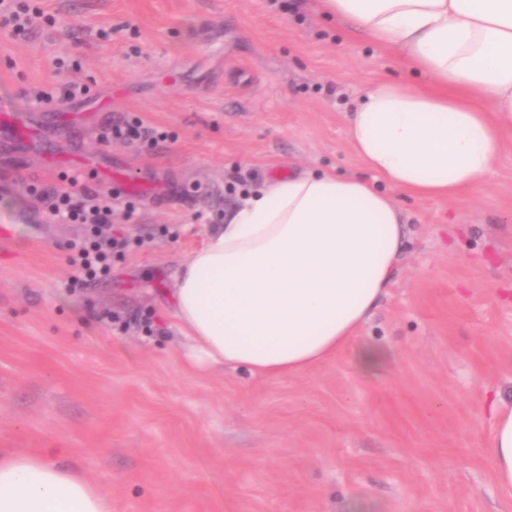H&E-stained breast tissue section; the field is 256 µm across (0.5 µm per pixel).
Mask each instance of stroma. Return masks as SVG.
Segmentation results:
<instances>
[{
	"mask_svg": "<svg viewBox=\"0 0 512 512\" xmlns=\"http://www.w3.org/2000/svg\"><path fill=\"white\" fill-rule=\"evenodd\" d=\"M27 2L43 19L0 36V102L30 131L0 144V448L62 449L112 512H512L489 448V404L512 400V127L457 202L396 192L406 245L353 345L287 376L200 370L171 288L208 226L277 174L384 187L346 114L421 78L313 0ZM134 117L167 140L100 141ZM94 171L143 191L114 210L109 271L76 282L95 229L30 188ZM363 343L390 354L376 375ZM355 362L366 375H375L389 358V352L372 344H361L355 351Z\"/></svg>",
	"mask_w": 512,
	"mask_h": 512,
	"instance_id": "obj_1",
	"label": "stroma"
}]
</instances>
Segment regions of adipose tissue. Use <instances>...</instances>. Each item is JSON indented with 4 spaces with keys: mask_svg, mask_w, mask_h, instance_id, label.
I'll return each instance as SVG.
<instances>
[{
    "mask_svg": "<svg viewBox=\"0 0 512 512\" xmlns=\"http://www.w3.org/2000/svg\"><path fill=\"white\" fill-rule=\"evenodd\" d=\"M319 8L426 84H374L347 114L354 154L386 189L327 173L269 179L184 262L174 312L201 368L294 374L353 343L404 248L394 191L459 200L491 170L512 123V0H319ZM491 413V468L512 491V403L494 401ZM61 454L1 451L0 512H108V490L57 465Z\"/></svg>",
    "mask_w": 512,
    "mask_h": 512,
    "instance_id": "obj_1",
    "label": "adipose tissue"
}]
</instances>
